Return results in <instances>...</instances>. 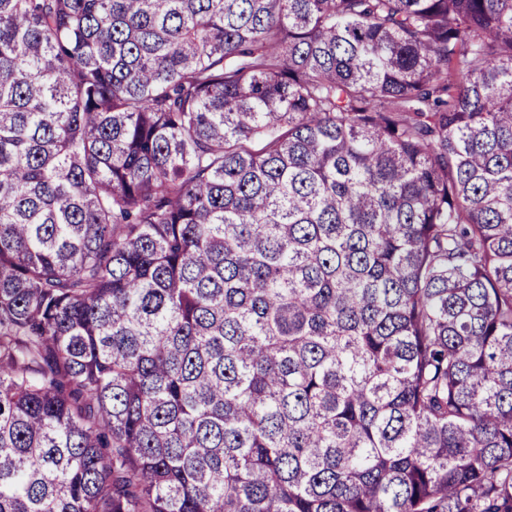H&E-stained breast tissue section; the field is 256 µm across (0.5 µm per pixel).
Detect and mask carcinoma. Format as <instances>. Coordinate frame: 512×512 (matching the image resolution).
Returning a JSON list of instances; mask_svg holds the SVG:
<instances>
[{"label":"carcinoma","instance_id":"obj_1","mask_svg":"<svg viewBox=\"0 0 512 512\" xmlns=\"http://www.w3.org/2000/svg\"><path fill=\"white\" fill-rule=\"evenodd\" d=\"M0 512H512V0H0Z\"/></svg>","mask_w":512,"mask_h":512}]
</instances>
